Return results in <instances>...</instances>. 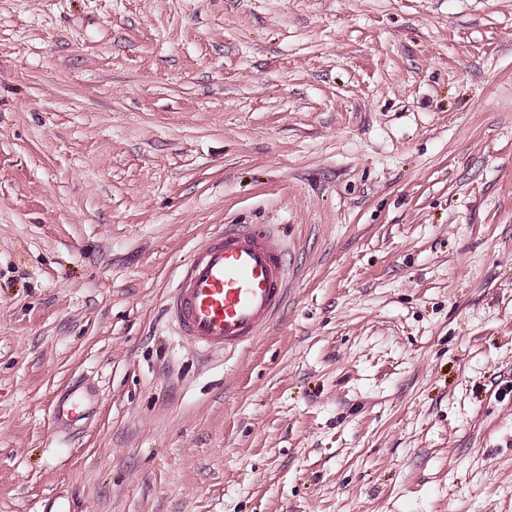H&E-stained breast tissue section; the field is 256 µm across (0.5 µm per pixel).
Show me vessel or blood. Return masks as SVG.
<instances>
[{"instance_id":"1","label":"vessel or blood","mask_w":512,"mask_h":512,"mask_svg":"<svg viewBox=\"0 0 512 512\" xmlns=\"http://www.w3.org/2000/svg\"><path fill=\"white\" fill-rule=\"evenodd\" d=\"M288 297L285 254L272 230L224 224L193 255L166 304V315L194 346L226 351L254 340ZM96 393L68 386L56 407L65 424L88 416Z\"/></svg>"}]
</instances>
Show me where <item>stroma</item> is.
<instances>
[{"mask_svg":"<svg viewBox=\"0 0 512 512\" xmlns=\"http://www.w3.org/2000/svg\"><path fill=\"white\" fill-rule=\"evenodd\" d=\"M222 224L291 275L206 358ZM59 497L512 512V0H0V512ZM287 297L288 267L272 230L223 224L181 271L166 315L194 346L226 351L253 341ZM96 393L82 384L68 386L55 407V417L64 424L88 416L95 405Z\"/></svg>","mask_w":512,"mask_h":512,"instance_id":"1","label":"stroma"}]
</instances>
